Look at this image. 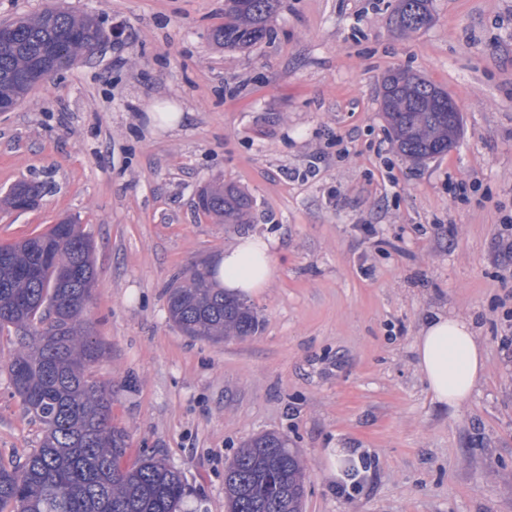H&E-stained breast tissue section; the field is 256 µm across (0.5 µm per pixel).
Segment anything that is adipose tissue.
<instances>
[{
	"instance_id": "adipose-tissue-1",
	"label": "adipose tissue",
	"mask_w": 512,
	"mask_h": 512,
	"mask_svg": "<svg viewBox=\"0 0 512 512\" xmlns=\"http://www.w3.org/2000/svg\"><path fill=\"white\" fill-rule=\"evenodd\" d=\"M273 238H238L213 268L214 278L231 294H253L273 277ZM416 368L433 400L460 407L486 372L484 350L473 325L459 316L437 313L423 320L415 338Z\"/></svg>"
}]
</instances>
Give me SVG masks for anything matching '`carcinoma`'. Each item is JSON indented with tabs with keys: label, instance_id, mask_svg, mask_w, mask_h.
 Returning a JSON list of instances; mask_svg holds the SVG:
<instances>
[{
	"label": "carcinoma",
	"instance_id": "carcinoma-1",
	"mask_svg": "<svg viewBox=\"0 0 512 512\" xmlns=\"http://www.w3.org/2000/svg\"><path fill=\"white\" fill-rule=\"evenodd\" d=\"M280 0H224V26L212 32L224 47L248 49L270 35ZM430 0H397L396 29L430 23ZM15 37L0 42V99L23 101L24 76L51 48L66 64L108 40L93 17L45 10L13 22ZM448 93L407 71L383 81V112L398 150L421 161L448 151ZM42 189L19 183L5 204L24 211ZM198 208L226 224H242L251 209L234 185L203 189ZM69 270L65 281L57 271ZM92 239L81 225L62 221L45 233L0 245V323L16 326L7 371L24 410L42 426L40 447L18 467L0 460V512H181L187 494L181 473L162 459L127 460L129 435L114 423L112 384L91 379L103 354L84 312L95 286ZM168 313L184 335L222 341L253 336L257 314L215 286L208 265L195 263L168 288ZM308 466L288 438L268 432L246 441L224 470L230 512H302Z\"/></svg>",
	"mask_w": 512,
	"mask_h": 512
}]
</instances>
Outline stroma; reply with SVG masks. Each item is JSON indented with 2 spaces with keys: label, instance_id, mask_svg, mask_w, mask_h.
<instances>
[{
  "label": "stroma",
  "instance_id": "stroma-1",
  "mask_svg": "<svg viewBox=\"0 0 512 512\" xmlns=\"http://www.w3.org/2000/svg\"><path fill=\"white\" fill-rule=\"evenodd\" d=\"M396 0H281L271 34L219 48L224 0H0V22L54 7L93 14L110 38L0 112V197L44 186L27 211L0 208V244L69 219L96 245L86 319L105 347L129 458L185 479L183 512H228L224 468L277 432L307 460L304 512H512V0H431L403 34ZM412 71L457 104L450 152L416 162L392 142L382 80ZM189 113L173 132L147 114ZM232 182L247 224H220L199 192ZM467 187L455 194L456 185ZM270 235L274 276L249 303L258 332L184 336L167 289L236 237ZM470 320L486 374L459 409L439 407L415 366L431 313ZM0 459L42 437L2 363ZM358 452L359 491L340 494L329 450Z\"/></svg>",
  "mask_w": 512,
  "mask_h": 512
}]
</instances>
